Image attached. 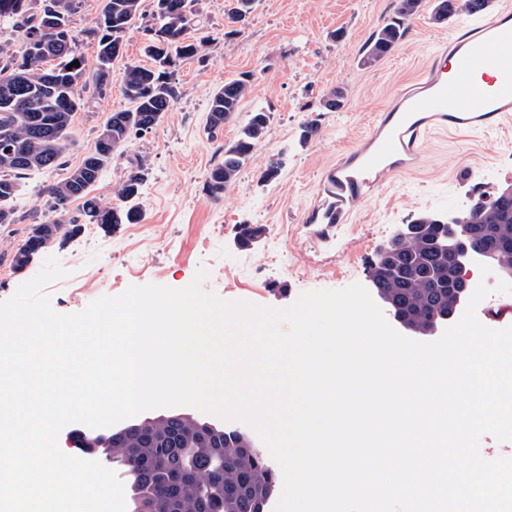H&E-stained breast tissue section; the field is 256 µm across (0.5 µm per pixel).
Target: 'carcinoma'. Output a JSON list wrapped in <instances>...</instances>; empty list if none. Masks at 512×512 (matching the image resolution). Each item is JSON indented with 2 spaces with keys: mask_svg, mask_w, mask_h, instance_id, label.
<instances>
[{
  "mask_svg": "<svg viewBox=\"0 0 512 512\" xmlns=\"http://www.w3.org/2000/svg\"><path fill=\"white\" fill-rule=\"evenodd\" d=\"M83 0H0V140L9 141L22 155L0 153V224H20L26 219L17 207L24 180L35 172L62 166L73 144L71 127L75 112L88 103L84 93L101 96L112 87V59L118 56L126 32L141 16V0H102L93 26L83 35L97 42L95 62L79 49V35L72 18ZM183 7L171 8L172 0H153V34L145 43L151 65L132 64L121 76L119 88L131 107L112 113L106 149L96 163L80 164L64 179L42 187L51 212L64 216L69 205L82 201L80 224H137L143 218L139 206L146 169L139 164L126 170L115 192L117 202L102 203L92 195L112 154L139 134L142 127L154 128L171 111L179 98L175 67L171 63L205 60L211 37L194 35L198 0H181ZM423 0H397L394 16L369 39L364 65L383 58L405 35L409 22L418 14ZM473 0H435L434 17L446 19L453 12H466ZM46 38L45 52L25 50L33 30ZM56 30L70 34L69 47L53 39ZM79 62L74 66L73 62ZM254 74L217 87L210 96L207 125L224 126L240 112L250 95ZM271 113L259 108L249 113L237 138L224 146V160L210 172L204 190L214 200L234 184L255 148L268 134ZM465 239L473 258H480L485 241L512 243V204L491 196L475 202L460 214ZM418 232H397L379 250L371 266V286L394 316L414 334L423 335L448 309L458 311L470 291L456 297L459 278L448 252L436 239L442 218L422 214ZM59 220L35 221L23 246L13 257V266H26L36 252L49 246L60 234ZM263 234L257 224H240L239 245L249 247ZM75 448L100 455L119 469L126 479L132 512H265L277 487L278 475L262 451L238 431L207 433L200 423L181 414L143 421L125 427L120 438L97 432L76 434ZM189 471L183 481L178 471Z\"/></svg>",
  "mask_w": 512,
  "mask_h": 512,
  "instance_id": "1",
  "label": "carcinoma"
}]
</instances>
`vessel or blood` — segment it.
I'll use <instances>...</instances> for the list:
<instances>
[{
    "label": "vessel or blood",
    "instance_id": "1",
    "mask_svg": "<svg viewBox=\"0 0 512 512\" xmlns=\"http://www.w3.org/2000/svg\"><path fill=\"white\" fill-rule=\"evenodd\" d=\"M512 117V10L459 17L423 73L402 86L367 135L319 178V202L307 221L332 230L349 223L355 204L385 174L418 168L436 132L502 128Z\"/></svg>",
    "mask_w": 512,
    "mask_h": 512
}]
</instances>
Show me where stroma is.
<instances>
[{"mask_svg": "<svg viewBox=\"0 0 512 512\" xmlns=\"http://www.w3.org/2000/svg\"><path fill=\"white\" fill-rule=\"evenodd\" d=\"M230 3L200 0L201 25L212 37L206 62L178 66L180 95L173 110L150 133L131 137L116 151L95 186L101 201H113L119 176L145 163L143 220L84 224L77 233H60L20 271L12 258L29 226L0 224V300L53 256L68 271L50 288L52 305L62 313L81 311L132 285L182 288L201 267L209 271L205 290L220 298L283 308L307 290L369 285L372 260L401 226L425 212L461 213L480 194L512 187V124L495 133H436L419 170L386 179L356 206L351 224L321 239L306 216L323 168L357 144L375 114L415 78L453 28L434 25V0H424L391 53L364 67L363 48L392 16L395 0H256L241 34L227 39ZM249 71L255 80L237 120L208 132L213 89ZM336 89L345 93L341 107L324 109V97ZM128 106L115 88L92 96L89 107L75 113L66 169L81 164L111 114ZM257 108L270 111V131L236 183L221 200H212L204 191L209 173ZM311 120L318 132L300 145V127ZM274 162L281 165L277 178L260 182ZM243 223L264 229L249 248L236 239Z\"/></svg>", "mask_w": 512, "mask_h": 512, "instance_id": "obj_1", "label": "stroma"}]
</instances>
